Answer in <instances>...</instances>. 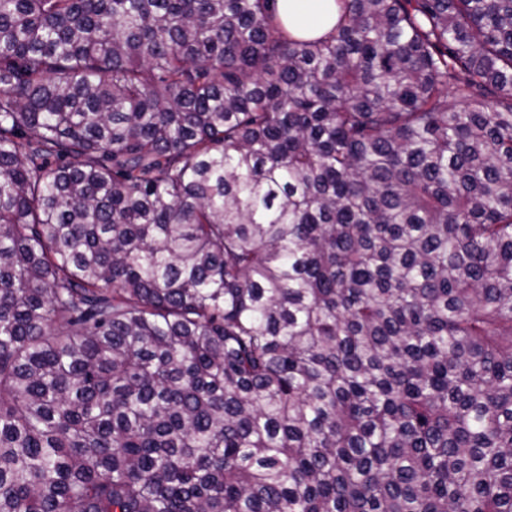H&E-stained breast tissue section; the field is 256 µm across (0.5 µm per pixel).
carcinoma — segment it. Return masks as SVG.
I'll return each mask as SVG.
<instances>
[{
  "mask_svg": "<svg viewBox=\"0 0 512 512\" xmlns=\"http://www.w3.org/2000/svg\"><path fill=\"white\" fill-rule=\"evenodd\" d=\"M0 0V512H512V0ZM302 3L321 5L317 9L302 7ZM276 10L293 35L302 37L323 36L336 24L335 0H278Z\"/></svg>",
  "mask_w": 512,
  "mask_h": 512,
  "instance_id": "1",
  "label": "carcinoma"
}]
</instances>
